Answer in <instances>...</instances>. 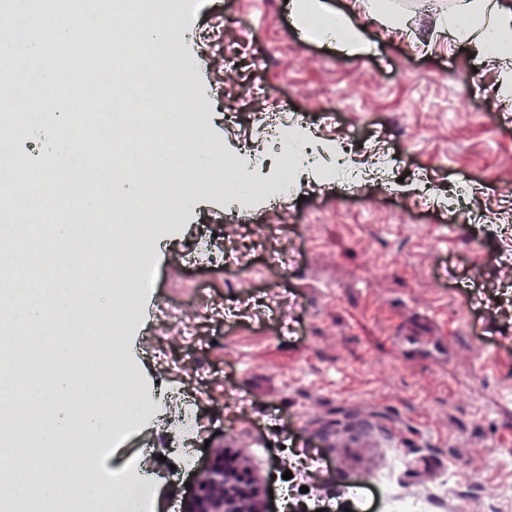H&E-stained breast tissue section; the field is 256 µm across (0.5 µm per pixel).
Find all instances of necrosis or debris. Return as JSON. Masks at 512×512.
I'll use <instances>...</instances> for the list:
<instances>
[{
    "label": "necrosis or debris",
    "mask_w": 512,
    "mask_h": 512,
    "mask_svg": "<svg viewBox=\"0 0 512 512\" xmlns=\"http://www.w3.org/2000/svg\"><path fill=\"white\" fill-rule=\"evenodd\" d=\"M155 0H0V16L25 9L41 41L55 39L57 24L77 30L88 16H96L104 39L98 47L102 60L111 62L115 75L112 93H87L91 110L70 137L73 153H93L101 164L97 173L76 171L66 159L48 157L42 170L64 187L70 200L92 194L99 176L112 179V203L107 208L79 210L72 219L70 238L57 240L50 225L37 216L57 208V200L35 195L25 173L29 160L13 155L7 172L0 173V288L10 290L12 305L25 307L31 299L48 300L42 279L54 271L70 285L72 313L63 319L11 333L8 315L0 316V372L37 369L47 358L54 334L68 329L76 336L68 367L78 371L88 359L100 361L105 372L96 385H84L70 397L80 411L112 410V432L98 442L99 453H109L132 425L129 406L136 401L137 383L123 364L122 340L131 323V311L149 286L147 260L150 243L161 225L179 223L201 193L230 195L247 201L265 194L288 196L292 169L299 164L318 168L328 157L322 148L299 145L298 116H284L262 128L267 154L277 156L279 167L270 178H260L254 166L230 158L222 140L209 136L197 110V97L187 78L186 64L158 61L129 40V23L154 17ZM58 95H42L17 107L0 98V139L26 142L31 131L48 123L58 111ZM178 158L171 176H163L161 155ZM33 221L30 238L16 235L22 218ZM27 257L26 271H18L17 254ZM112 291V304L98 308L91 318L82 313L97 289ZM28 379L20 377L0 393V453L13 452V437L37 441L36 429L44 418L45 403L27 393ZM72 477L51 473L70 512H96L97 499L111 500L113 512H146L147 493L129 472H88L73 466ZM94 488L95 497L74 493V483Z\"/></svg>",
    "instance_id": "obj_1"
}]
</instances>
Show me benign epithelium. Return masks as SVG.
<instances>
[{
  "instance_id": "benign-epithelium-1",
  "label": "benign epithelium",
  "mask_w": 512,
  "mask_h": 512,
  "mask_svg": "<svg viewBox=\"0 0 512 512\" xmlns=\"http://www.w3.org/2000/svg\"><path fill=\"white\" fill-rule=\"evenodd\" d=\"M185 512H267V505L249 472L220 453L193 489Z\"/></svg>"
}]
</instances>
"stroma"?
<instances>
[{"label":"stroma","instance_id":"obj_1","mask_svg":"<svg viewBox=\"0 0 512 512\" xmlns=\"http://www.w3.org/2000/svg\"><path fill=\"white\" fill-rule=\"evenodd\" d=\"M193 2L199 109L228 155L252 139L250 115L299 112L314 140L354 139L359 162L383 144L390 174L355 194L332 175L308 181L288 211L245 206L246 223L203 197L162 226L126 354L144 411L103 472L138 458L151 512L184 505L222 450L271 512L289 481L341 503L378 478L372 512L393 495L419 512L437 496L446 512H485L483 499L456 498L468 484L512 512V458L496 454L512 447V112L493 103L495 69L440 34L453 0H391L415 39L381 37L367 58L305 39L289 0ZM244 37L250 51L227 66L225 44ZM456 187L466 224L440 210ZM204 229L225 244L224 264L196 261ZM261 237L283 248L280 265ZM203 297L212 311H199ZM402 331L415 337L404 356ZM179 396L199 421L182 446Z\"/></svg>","mask_w":512,"mask_h":512}]
</instances>
